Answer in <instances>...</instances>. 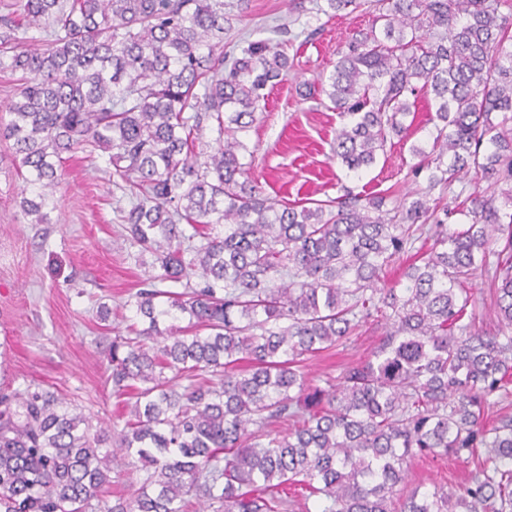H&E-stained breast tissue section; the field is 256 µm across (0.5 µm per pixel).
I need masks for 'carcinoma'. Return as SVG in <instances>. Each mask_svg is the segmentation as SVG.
Returning <instances> with one entry per match:
<instances>
[{
    "label": "carcinoma",
    "instance_id": "carcinoma-1",
    "mask_svg": "<svg viewBox=\"0 0 512 512\" xmlns=\"http://www.w3.org/2000/svg\"><path fill=\"white\" fill-rule=\"evenodd\" d=\"M508 0H377L382 31L348 43L317 95L342 126L333 157L355 174L408 135L420 99L431 149L412 148L425 191L391 209L351 191L313 207L266 198L236 133L289 68L287 45L224 55L223 0H0V61L19 75L0 137L41 222L64 155L109 153L130 193L120 218L159 282L112 340L108 379L135 399L118 433L141 485L104 503L108 436L44 390L0 395V512H512V13ZM48 21L49 38L26 47ZM217 132L200 164L204 128ZM473 173L455 228L428 195ZM214 225L223 230L208 232ZM431 247L379 287L396 258ZM487 273L494 328L463 285ZM197 281H192V278ZM188 318L181 327L176 321ZM382 317L373 355L326 388L307 355ZM218 382L203 380L204 374ZM288 421L284 434L270 426ZM465 458L462 493L406 490L417 457Z\"/></svg>",
    "mask_w": 512,
    "mask_h": 512
}]
</instances>
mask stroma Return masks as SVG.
<instances>
[{"label": "stroma", "mask_w": 512, "mask_h": 512, "mask_svg": "<svg viewBox=\"0 0 512 512\" xmlns=\"http://www.w3.org/2000/svg\"><path fill=\"white\" fill-rule=\"evenodd\" d=\"M324 0H224L229 23L224 51L239 54L258 39L287 41L294 62L269 94L256 121L241 133L253 151L251 172L265 196L278 204L308 205L340 195L342 187L385 197L394 205L424 188L414 176L413 146H431L425 112L408 139H392L372 167L354 174L332 157L341 119L304 87L329 76L351 36L371 26L365 5L330 17ZM12 141L0 137V392L41 388L57 394L89 419L92 430L123 425L131 399L112 391L109 350L134 310L128 302L157 269L119 220L130 200L112 183L109 155L76 153L62 166L59 183L42 212L43 223L24 212L31 196ZM108 320H100L101 308ZM382 321H368L343 344L308 357L311 384L336 381L342 369L368 359L386 335ZM469 465L451 457H418L408 467L409 487L429 493L461 488Z\"/></svg>", "instance_id": "1"}]
</instances>
